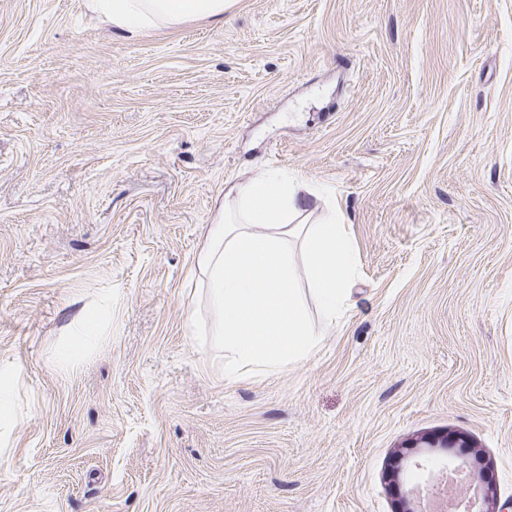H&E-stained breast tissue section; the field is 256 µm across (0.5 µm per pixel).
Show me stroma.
<instances>
[{"label": "stroma", "mask_w": 512, "mask_h": 512, "mask_svg": "<svg viewBox=\"0 0 512 512\" xmlns=\"http://www.w3.org/2000/svg\"><path fill=\"white\" fill-rule=\"evenodd\" d=\"M322 190L354 248L318 345L224 375L195 262L227 185ZM97 339L65 370L78 319ZM0 512H400L454 433L512 512V0H235L129 34L0 0ZM469 441L460 435L446 433L445 435L425 436L419 442H414L411 448H469Z\"/></svg>", "instance_id": "stroma-1"}]
</instances>
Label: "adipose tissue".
I'll return each mask as SVG.
<instances>
[{
	"label": "adipose tissue",
	"mask_w": 512,
	"mask_h": 512,
	"mask_svg": "<svg viewBox=\"0 0 512 512\" xmlns=\"http://www.w3.org/2000/svg\"><path fill=\"white\" fill-rule=\"evenodd\" d=\"M234 0H96L114 28L135 32L190 19L220 21ZM298 178L264 171L230 185L196 257L213 329L232 364L228 376L278 372L306 358L316 344L301 311L295 251L306 257L310 287L328 321L347 297L355 263L339 217L299 223L306 210Z\"/></svg>",
	"instance_id": "adipose-tissue-1"
}]
</instances>
